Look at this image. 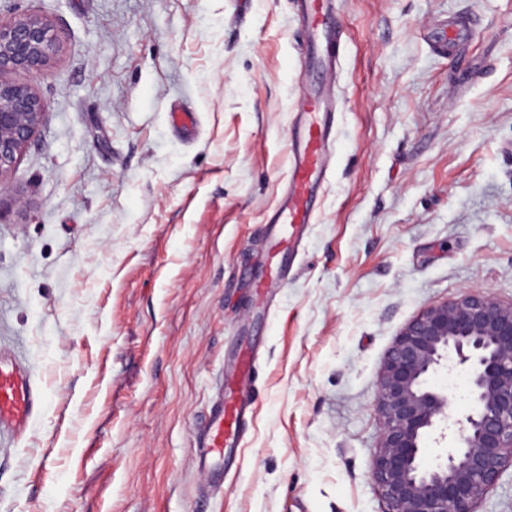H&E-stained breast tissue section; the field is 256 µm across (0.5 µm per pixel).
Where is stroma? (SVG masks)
<instances>
[{
  "mask_svg": "<svg viewBox=\"0 0 512 512\" xmlns=\"http://www.w3.org/2000/svg\"><path fill=\"white\" fill-rule=\"evenodd\" d=\"M337 10L331 74L308 69L292 0H0L60 38L45 76H13L48 117L0 194V355L46 403L0 432V512H383L374 401L396 335L464 291L512 301V0ZM313 89L336 102L330 174L265 308L248 273ZM246 339L239 463L201 466ZM429 382L472 409L466 366Z\"/></svg>",
  "mask_w": 512,
  "mask_h": 512,
  "instance_id": "35a3bbf8",
  "label": "stroma"
}]
</instances>
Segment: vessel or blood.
<instances>
[{"mask_svg":"<svg viewBox=\"0 0 512 512\" xmlns=\"http://www.w3.org/2000/svg\"><path fill=\"white\" fill-rule=\"evenodd\" d=\"M303 25L310 64L332 72L345 37L334 0H295ZM334 110L323 96L308 97L289 137L290 166L282 203L267 229L268 247L255 276L257 296L288 285V257L299 232L315 221L317 190L330 156ZM254 352H239L231 378L224 381V399L214 407L195 445L201 458L224 457L226 449L242 444L246 413L253 401ZM44 395L29 373L17 364L0 361V430L24 434L37 417Z\"/></svg>","mask_w":512,"mask_h":512,"instance_id":"b4317fda","label":"vessel or blood"}]
</instances>
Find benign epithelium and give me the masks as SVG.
I'll list each match as a JSON object with an SVG mask.
<instances>
[{"label": "benign epithelium", "instance_id": "obj_1", "mask_svg": "<svg viewBox=\"0 0 512 512\" xmlns=\"http://www.w3.org/2000/svg\"><path fill=\"white\" fill-rule=\"evenodd\" d=\"M58 48L57 32L40 16L0 21V191L48 111L31 86L6 75L42 74ZM449 355L468 367L473 399L471 412L454 421L448 393L427 386ZM374 407L381 436L371 479L384 512H478L512 468V302L467 292L420 312L385 356ZM443 423L453 428L454 446L426 466Z\"/></svg>", "mask_w": 512, "mask_h": 512}]
</instances>
